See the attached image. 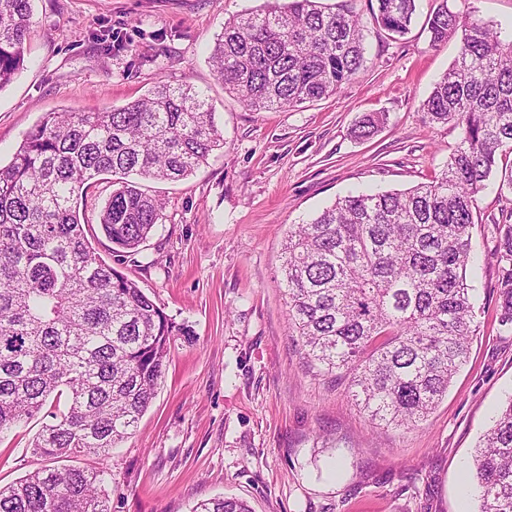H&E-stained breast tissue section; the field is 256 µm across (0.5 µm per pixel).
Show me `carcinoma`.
I'll list each match as a JSON object with an SVG mask.
<instances>
[{"mask_svg":"<svg viewBox=\"0 0 512 512\" xmlns=\"http://www.w3.org/2000/svg\"><path fill=\"white\" fill-rule=\"evenodd\" d=\"M291 0L224 23L209 63L251 108L298 107L335 93L364 66V26L347 6ZM416 0H376L374 20L408 33ZM32 0H0V90L24 62ZM431 42L459 37L458 57L421 111L461 129L436 180L407 191L349 194L289 228L288 320L320 369L348 376L372 421L416 427L448 392L475 336L466 283L477 196L512 154V41L439 0ZM383 115L367 113L358 138ZM206 93L161 80L105 112H49L0 165V435L40 413L32 440L44 466L0 487V512H111L108 473L70 459L106 455L133 434L155 397L171 337L189 334L120 271L162 219L163 203L132 180L178 181L223 148ZM114 177L99 212L107 262L88 246L80 202ZM499 325L512 330V224H499ZM480 512H512V398L474 459ZM193 512H252L218 497Z\"/></svg>","mask_w":512,"mask_h":512,"instance_id":"cac0c4a2","label":"carcinoma"}]
</instances>
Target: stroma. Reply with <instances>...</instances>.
Masks as SVG:
<instances>
[{
  "instance_id": "1",
  "label": "stroma",
  "mask_w": 512,
  "mask_h": 512,
  "mask_svg": "<svg viewBox=\"0 0 512 512\" xmlns=\"http://www.w3.org/2000/svg\"><path fill=\"white\" fill-rule=\"evenodd\" d=\"M288 0H33L24 64L0 90V161L9 162L45 113L102 112L158 80L206 90L223 149L179 182L144 180L165 201L163 220L122 272L191 333L171 340L164 377L134 433L98 466L112 474V512H192L217 496L253 512H478L475 448L512 398V332L499 322L497 225L512 214V155L477 198L468 269L477 334L467 362L419 427L373 424L346 380L319 372L288 321L281 286L288 227L336 198L402 191L438 177L461 131L431 124L420 104L454 63L459 43L433 46L436 0H417L408 34L392 38L353 0L366 34L364 67L335 94L257 110L225 94L208 55L226 20ZM463 17L512 39V0H448ZM366 112L385 123L364 139ZM112 178L83 200L87 237ZM32 420L0 439V486L43 466Z\"/></svg>"
}]
</instances>
